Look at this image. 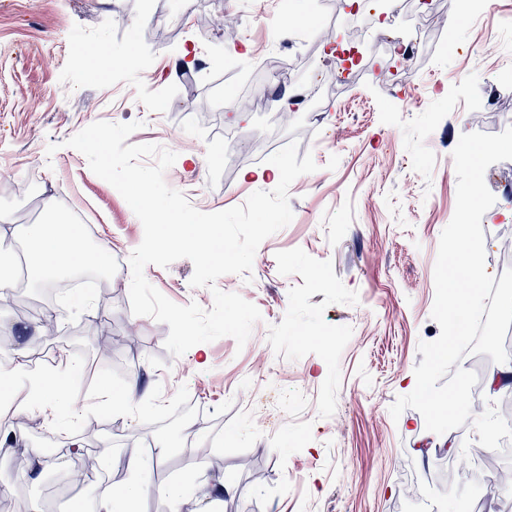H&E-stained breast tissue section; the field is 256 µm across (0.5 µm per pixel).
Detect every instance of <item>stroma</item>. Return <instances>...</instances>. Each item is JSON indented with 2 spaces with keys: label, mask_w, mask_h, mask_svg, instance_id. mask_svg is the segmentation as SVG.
I'll return each instance as SVG.
<instances>
[{
  "label": "stroma",
  "mask_w": 512,
  "mask_h": 512,
  "mask_svg": "<svg viewBox=\"0 0 512 512\" xmlns=\"http://www.w3.org/2000/svg\"><path fill=\"white\" fill-rule=\"evenodd\" d=\"M369 31L347 24L349 0H0V242L27 251L29 225L70 221L79 207L92 245L129 258L144 230L121 194L96 176L70 137L97 121L140 122L133 144L176 153L166 183L203 212L242 205L278 184L266 131L292 80L319 75L317 121L283 124L318 169L290 187L292 221L265 239L251 280L221 276L217 288L261 312L245 346L231 337L173 357L167 324L134 315L129 265L109 266L99 289L59 295L13 270L0 294V363L24 351L48 372L66 363L89 372L74 383L86 411L52 429L25 421L21 444L0 446V489L17 512H92L117 466L88 478V455L110 446L119 458L166 443L157 484H187L206 500L207 478L189 450L220 457L219 477L236 493L214 512H415L407 495L440 512H502L495 470L471 425L438 435L423 416L389 408L415 387L418 345L435 340L434 267L456 205L452 151L465 133L512 126V37L497 24L512 0H473L448 25L451 0H369ZM316 22L301 54L278 50L272 24ZM422 51L400 55L416 24ZM338 39L360 61L346 66ZM366 112H350L354 100ZM239 142L226 157L225 142ZM55 153H48V145ZM260 170L263 182L249 179ZM43 184L31 200L27 175ZM180 259L149 265L147 281L179 305L211 309V290L190 285ZM140 377L133 411H113L101 391ZM452 449H445V442ZM40 450L43 475L16 469L20 448Z\"/></svg>",
  "instance_id": "1"
}]
</instances>
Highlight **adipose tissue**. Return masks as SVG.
<instances>
[{
    "label": "adipose tissue",
    "instance_id": "obj_1",
    "mask_svg": "<svg viewBox=\"0 0 512 512\" xmlns=\"http://www.w3.org/2000/svg\"><path fill=\"white\" fill-rule=\"evenodd\" d=\"M27 263L30 276L58 283L65 274L79 269L103 267L106 246L86 248L82 225L67 222L33 224L27 230ZM0 396L15 400L12 409L0 408V439L17 440L22 435L21 421L33 414L53 417L56 409L65 407L78 412L69 379L64 373H50L30 368L18 360L0 365ZM169 448H155L151 459H131L129 467L135 476L123 484L103 487L95 504V512H127L129 503L144 496V484L138 474L150 471L153 463L162 461Z\"/></svg>",
    "mask_w": 512,
    "mask_h": 512
}]
</instances>
